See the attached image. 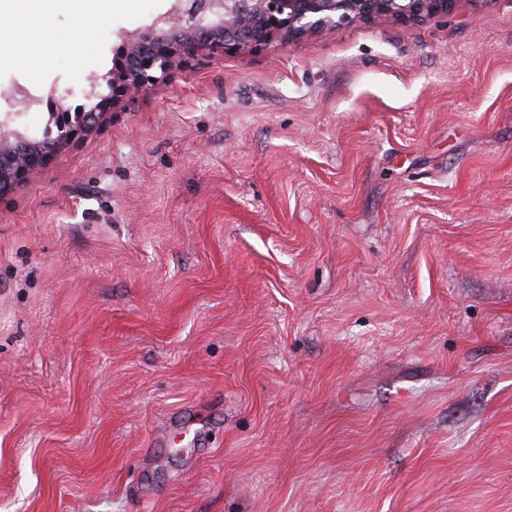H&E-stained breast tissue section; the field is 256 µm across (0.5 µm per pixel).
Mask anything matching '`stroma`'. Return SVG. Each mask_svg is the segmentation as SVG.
Here are the masks:
<instances>
[{"mask_svg":"<svg viewBox=\"0 0 512 512\" xmlns=\"http://www.w3.org/2000/svg\"><path fill=\"white\" fill-rule=\"evenodd\" d=\"M174 5L60 0L0 124ZM0 512H512V0L201 53L1 196ZM83 6L80 14L81 31L85 37L92 34L99 20L112 12V0H78Z\"/></svg>","mask_w":512,"mask_h":512,"instance_id":"stroma-1","label":"stroma"}]
</instances>
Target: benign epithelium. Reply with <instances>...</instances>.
I'll list each match as a JSON object with an SVG mask.
<instances>
[{
  "label": "benign epithelium",
  "instance_id": "benign-epithelium-1",
  "mask_svg": "<svg viewBox=\"0 0 512 512\" xmlns=\"http://www.w3.org/2000/svg\"><path fill=\"white\" fill-rule=\"evenodd\" d=\"M163 27H151L125 46L129 62L105 76L110 95L101 105H115L157 87L176 67L204 48L248 53L277 40L301 38L318 28L353 20L414 23L452 12L460 0H177ZM57 135L46 129L52 145L30 150L29 140L14 134L15 163L0 170V197L42 166L56 149L89 130L99 113L64 108L52 97Z\"/></svg>",
  "mask_w": 512,
  "mask_h": 512
}]
</instances>
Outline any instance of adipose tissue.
<instances>
[{
  "instance_id": "adipose-tissue-1",
  "label": "adipose tissue",
  "mask_w": 512,
  "mask_h": 512,
  "mask_svg": "<svg viewBox=\"0 0 512 512\" xmlns=\"http://www.w3.org/2000/svg\"><path fill=\"white\" fill-rule=\"evenodd\" d=\"M57 0H0V48L17 62L28 61L36 40L45 37L44 22Z\"/></svg>"
}]
</instances>
